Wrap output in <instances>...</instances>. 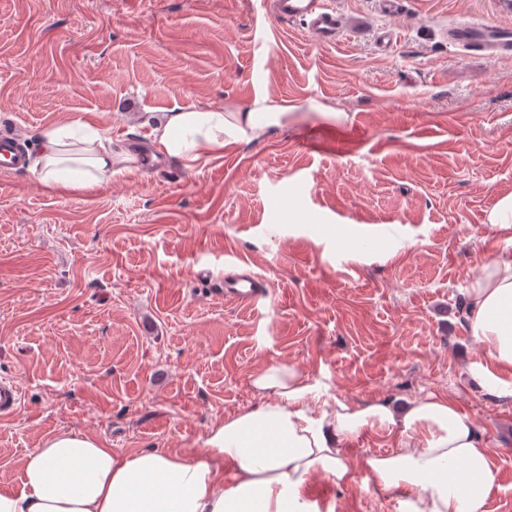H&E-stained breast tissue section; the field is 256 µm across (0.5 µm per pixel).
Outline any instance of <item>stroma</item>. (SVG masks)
Here are the masks:
<instances>
[{"instance_id":"stroma-1","label":"stroma","mask_w":512,"mask_h":512,"mask_svg":"<svg viewBox=\"0 0 512 512\" xmlns=\"http://www.w3.org/2000/svg\"><path fill=\"white\" fill-rule=\"evenodd\" d=\"M402 2L389 16L378 0H337L370 26L323 45L260 0H0V132L23 146L77 121L113 149H150L162 113L234 112L260 94L293 110L197 172L166 158L65 192L0 168V377L24 394L0 417V491L61 432L203 454L212 425L258 403L253 377L288 364L319 394L315 412L455 400L498 469L488 512H512V396L472 380L486 355L467 306L481 265L512 259L488 225L512 193V55L446 36L498 20L497 0ZM307 134L331 144L306 153ZM338 224L354 227L355 252L336 246ZM243 267L265 300L225 301ZM399 439L360 429L345 446L351 481L314 476L310 496L333 512H401L402 493L360 468Z\"/></svg>"}]
</instances>
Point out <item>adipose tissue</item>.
<instances>
[{
  "mask_svg": "<svg viewBox=\"0 0 512 512\" xmlns=\"http://www.w3.org/2000/svg\"><path fill=\"white\" fill-rule=\"evenodd\" d=\"M289 107L255 98L242 112L177 107L149 135L168 158L192 171L230 144L259 141L288 122ZM29 169L50 189L91 190L135 157L116 152L96 128L64 122L41 129L27 150ZM469 330L487 353L471 375L491 395L512 394V260L484 263L468 290ZM256 406L213 425L195 457L147 449L133 455L96 437L62 432L29 452L22 486L0 491V512H319L302 490L316 475L336 485L352 478L345 452L358 430L397 428L398 448L367 457L384 489L406 491L404 512H487L497 468L482 435L452 399L433 395L401 410L341 401L312 414L314 393L297 368L258 373Z\"/></svg>",
  "mask_w": 512,
  "mask_h": 512,
  "instance_id": "1",
  "label": "adipose tissue"
}]
</instances>
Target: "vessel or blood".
Instances as JSON below:
<instances>
[{
    "mask_svg": "<svg viewBox=\"0 0 512 512\" xmlns=\"http://www.w3.org/2000/svg\"><path fill=\"white\" fill-rule=\"evenodd\" d=\"M266 9L281 21H299L309 33L324 45L335 43L342 35L358 32L364 20L336 8L333 0H266ZM451 45L466 51L480 50L495 58L512 53V25L508 23L456 24L448 30ZM24 155L18 148L17 133L0 136V166L21 168ZM259 282L247 274L225 284L226 298L240 303H254L260 296ZM21 403L18 384L10 379L0 380V415L16 413Z\"/></svg>",
    "mask_w": 512,
    "mask_h": 512,
    "instance_id": "obj_1",
    "label": "vessel or blood"
}]
</instances>
